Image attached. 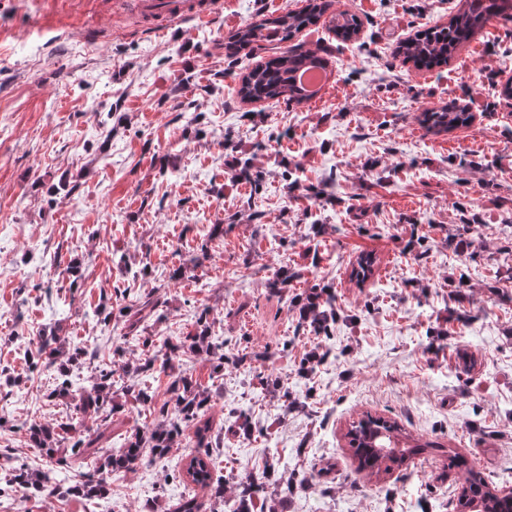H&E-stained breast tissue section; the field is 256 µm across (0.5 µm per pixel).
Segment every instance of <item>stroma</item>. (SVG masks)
Here are the masks:
<instances>
[{
	"instance_id": "35a3bbf8",
	"label": "stroma",
	"mask_w": 512,
	"mask_h": 512,
	"mask_svg": "<svg viewBox=\"0 0 512 512\" xmlns=\"http://www.w3.org/2000/svg\"><path fill=\"white\" fill-rule=\"evenodd\" d=\"M223 2L209 23L145 35L98 0H0V512H142L148 502L168 512L187 493L172 471L195 451L188 431L165 459L112 473L103 500L22 498L5 478L12 464L46 468L26 425L93 427L77 393L103 364L143 363L122 321L103 325L97 312L146 296L164 310L144 324L155 344L187 336L206 308L227 351L248 355L219 373L204 353L173 362L212 396L225 498L272 462L279 475L314 478L289 495L288 512H454L463 477L448 467L451 449L512 491V304L491 289L512 291L503 21L426 71L395 49L447 23L458 0H335L334 12L359 17L357 37L337 39L324 16L293 38L327 60L321 99L245 103L243 75L279 48L231 61V35L306 0ZM453 97L473 122L425 133L420 112ZM245 159L259 182L231 180ZM464 207L480 217L471 258L448 245ZM363 253L377 265L359 286L350 271ZM283 269L298 278L271 290ZM462 275L466 320L452 314ZM319 282L336 292L327 338L298 328L290 304ZM45 336L85 350L70 394L54 393L58 369L36 364ZM317 350L328 358L303 371ZM366 413L434 449L367 476L345 438ZM241 415L249 431L231 432Z\"/></svg>"
}]
</instances>
